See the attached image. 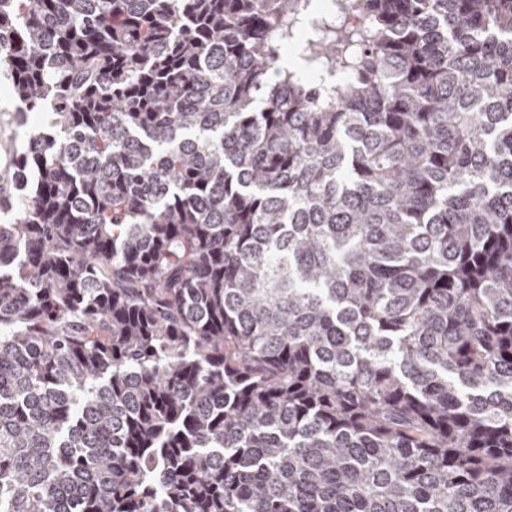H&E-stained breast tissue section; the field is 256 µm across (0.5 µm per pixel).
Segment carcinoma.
Instances as JSON below:
<instances>
[{
    "label": "carcinoma",
    "mask_w": 512,
    "mask_h": 512,
    "mask_svg": "<svg viewBox=\"0 0 512 512\" xmlns=\"http://www.w3.org/2000/svg\"><path fill=\"white\" fill-rule=\"evenodd\" d=\"M0 0V512H512V0ZM20 102L13 94L12 85L8 80L0 78V190L1 195L12 191L4 169L9 166L13 156L23 149L28 136L35 129L49 127L51 112L45 107L27 110V122L19 125L16 117Z\"/></svg>",
    "instance_id": "cac0c4a2"
}]
</instances>
